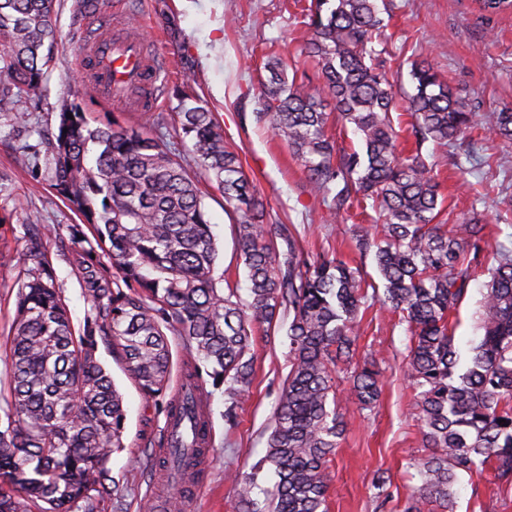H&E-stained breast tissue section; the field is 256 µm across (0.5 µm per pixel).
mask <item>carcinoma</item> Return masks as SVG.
I'll use <instances>...</instances> for the list:
<instances>
[{
	"label": "carcinoma",
	"instance_id": "1",
	"mask_svg": "<svg viewBox=\"0 0 512 512\" xmlns=\"http://www.w3.org/2000/svg\"><path fill=\"white\" fill-rule=\"evenodd\" d=\"M479 5L490 14L512 10V0ZM55 16L56 0H0V112L19 125L28 114L16 106L35 93L54 62ZM310 26L303 56L317 68L322 89L311 90L305 73L288 76L280 59L270 57L259 120L285 140L311 189L332 200L335 213L349 220L355 207L377 213L382 236L365 235L358 246L374 251L383 290L370 288L360 267L305 251L288 225L268 229L264 200L214 113L185 105L195 99L192 74L174 85L183 105L172 129L192 144L225 211L238 215L234 236L249 282L246 300L217 273L204 196L180 154L144 127L94 125L78 106H63L52 142V187L83 219L70 235L80 248L91 312L76 329L41 239L32 236L13 327L0 344L8 365L0 512H74L81 501L94 512L96 501L119 492L108 464L127 448L126 412L96 356L100 340L148 400L165 398L170 387L168 335L187 345L182 371L197 393L168 403L167 415L182 413L187 427L168 444L176 457L157 465L167 471L177 464L180 480L194 485L200 470L185 451H210L207 386L224 388V418L234 423L252 385L257 335H271L282 309L289 370L259 462L277 480L261 488L254 474L236 472L237 510L328 512L329 463L345 433L329 403L335 375L350 370L345 400L363 408L380 394L379 370L353 361L360 309L370 298L408 325L406 377L430 449L404 512H454L462 472L488 467L500 488L512 489V248L485 239L483 224L434 223L444 203L438 161L422 154L427 141L444 150L475 131L512 143V109L479 112L429 64L414 62L407 111L415 149L407 154L392 116L394 84L374 63L384 28L376 0H313ZM328 98L359 148L336 145ZM486 249L493 263L482 298L483 336L461 369L452 317Z\"/></svg>",
	"mask_w": 512,
	"mask_h": 512
}]
</instances>
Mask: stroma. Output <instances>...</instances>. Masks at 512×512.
<instances>
[{"mask_svg": "<svg viewBox=\"0 0 512 512\" xmlns=\"http://www.w3.org/2000/svg\"><path fill=\"white\" fill-rule=\"evenodd\" d=\"M378 6L388 36L382 64L395 76L398 101H406L413 91L412 62L424 59L454 92L472 98L481 111L512 108V13L482 12L476 0H378ZM99 9L89 18L77 13L75 0H60L56 26L62 44L36 96L20 105L29 115L27 126L16 127L0 114V214L10 216L8 223L0 224V338L7 336L15 317L17 273L34 227L42 233L74 325H82L91 309L69 241V227L78 217L51 187L50 141L61 106H81L100 123L115 119L125 126L149 127L177 111L178 101L169 94L167 83L186 72L195 74L196 96L215 113L225 141L239 152L264 199L266 223L295 225L306 251L360 266L369 283L379 284L372 254L361 253L356 246L360 235H380L375 212L353 224L335 218L322 198L311 192L285 141L257 118L263 110L267 54L276 53L283 62L294 64L312 33L293 0H101ZM112 17L138 27L148 54L159 64L155 104L149 111L85 96L76 57L91 24H104ZM21 154L29 159L27 167L15 163ZM464 177L469 180L465 186L460 183ZM437 179L447 197L448 223L471 220L487 225L500 241L512 240V144L486 136L475 142L459 140L438 167ZM204 203L220 267L240 295H247L224 199L211 190ZM487 279L484 269L476 270L454 315L460 347L481 334ZM410 345L406 323L388 306L372 302L361 322L355 359L375 363L382 394L371 410L352 403L338 405L346 432L330 467L329 512H403L411 487L419 481L411 461L427 450L417 426L413 388L403 372ZM254 354L253 384L237 410L235 425L224 421L223 391L211 396L214 453L198 485L196 512H236L230 473L250 470L266 453V429L288 373L284 331L258 340ZM98 356L124 396L127 448L109 463L120 491L101 502L97 512H150L154 496L176 491L173 480L155 464L163 446L165 415L127 379L106 345H99ZM380 474L391 481L390 498L384 503L374 488ZM455 512H512V490L498 487L489 470L462 477Z\"/></svg>", "mask_w": 512, "mask_h": 512, "instance_id": "obj_1", "label": "stroma"}]
</instances>
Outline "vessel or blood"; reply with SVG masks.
I'll list each match as a JSON object with an SVG mask.
<instances>
[{"label": "vessel or blood", "instance_id": "b4317fda", "mask_svg": "<svg viewBox=\"0 0 512 512\" xmlns=\"http://www.w3.org/2000/svg\"><path fill=\"white\" fill-rule=\"evenodd\" d=\"M85 56L93 62L90 75L99 94L110 100L125 99L129 86L142 84L144 73L156 70L138 37L130 32L90 30Z\"/></svg>", "mask_w": 512, "mask_h": 512}]
</instances>
